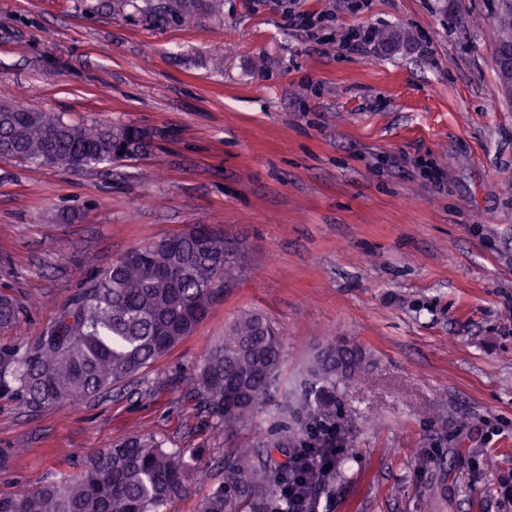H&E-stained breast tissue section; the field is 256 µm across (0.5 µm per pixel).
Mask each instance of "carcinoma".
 I'll return each instance as SVG.
<instances>
[{"instance_id":"1","label":"carcinoma","mask_w":512,"mask_h":512,"mask_svg":"<svg viewBox=\"0 0 512 512\" xmlns=\"http://www.w3.org/2000/svg\"><path fill=\"white\" fill-rule=\"evenodd\" d=\"M500 2L497 52L507 53L512 0ZM200 3L170 0L167 12L192 24ZM14 108L0 102V157L83 168L110 165L121 153L137 159L153 146L152 134L134 124L76 122ZM236 269L237 254L224 232L203 224L134 250L73 294L37 342L0 347V398L37 413L134 378L194 333L223 298L221 283L234 279ZM20 315L17 302L0 293V332L16 328ZM359 362L360 353L345 340L325 346L312 365L325 383L319 405L333 402L336 383L351 379ZM281 364L279 334L264 315L248 314L205 352L188 392L207 425L230 434L267 399ZM288 443V437H278L266 444L264 455L248 450L222 460L199 512H288V499L278 489L288 482L290 460L273 458V449ZM196 453L134 435L97 451L76 480L49 481L31 494H0V512H174Z\"/></svg>"}]
</instances>
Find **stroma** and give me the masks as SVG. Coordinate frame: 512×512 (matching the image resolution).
<instances>
[{
	"label": "stroma",
	"mask_w": 512,
	"mask_h": 512,
	"mask_svg": "<svg viewBox=\"0 0 512 512\" xmlns=\"http://www.w3.org/2000/svg\"><path fill=\"white\" fill-rule=\"evenodd\" d=\"M124 0H0V87L24 107L152 129L149 156L68 169L0 158V287L35 343L95 273L193 224L238 248L208 318L123 387L33 414L0 398V493L78 477L134 434L213 460L302 430L329 338L362 351L329 411L347 463L322 512H512V97L499 0H224L190 26ZM381 31L370 51L340 43ZM441 172L439 183L428 180ZM281 332L272 397L232 434L184 388L240 315Z\"/></svg>",
	"instance_id": "stroma-1"
}]
</instances>
